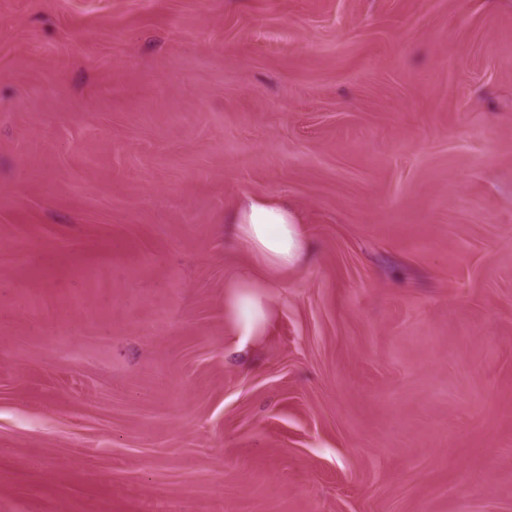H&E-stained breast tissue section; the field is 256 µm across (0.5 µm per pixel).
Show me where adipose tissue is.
<instances>
[{"mask_svg":"<svg viewBox=\"0 0 512 512\" xmlns=\"http://www.w3.org/2000/svg\"><path fill=\"white\" fill-rule=\"evenodd\" d=\"M234 232L260 263L242 266L224 285V321L240 344L262 335L274 311L279 275L300 264L308 240L288 204L265 197L243 201L232 216Z\"/></svg>","mask_w":512,"mask_h":512,"instance_id":"adipose-tissue-1","label":"adipose tissue"}]
</instances>
